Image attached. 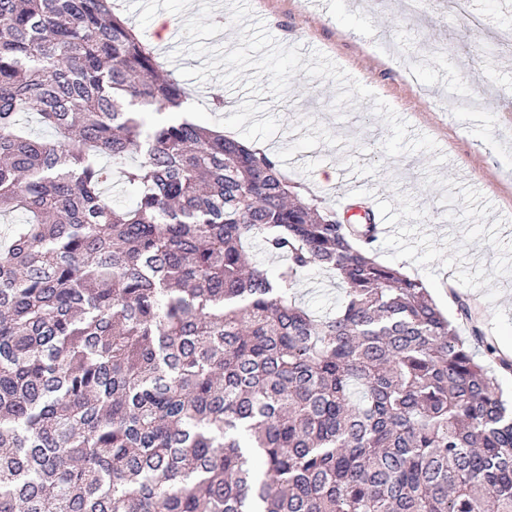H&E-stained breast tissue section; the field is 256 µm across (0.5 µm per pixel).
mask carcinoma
Segmentation results:
<instances>
[{"label":"carcinoma","mask_w":512,"mask_h":512,"mask_svg":"<svg viewBox=\"0 0 512 512\" xmlns=\"http://www.w3.org/2000/svg\"><path fill=\"white\" fill-rule=\"evenodd\" d=\"M188 96L112 0H0V512H512V360L276 157L146 121ZM294 292L296 302L317 316L336 312L343 297L336 276L317 267L304 274Z\"/></svg>","instance_id":"1"}]
</instances>
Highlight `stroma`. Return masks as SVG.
<instances>
[{"label": "stroma", "mask_w": 512, "mask_h": 512, "mask_svg": "<svg viewBox=\"0 0 512 512\" xmlns=\"http://www.w3.org/2000/svg\"><path fill=\"white\" fill-rule=\"evenodd\" d=\"M202 122L263 141L289 179L343 214L356 177L377 221L375 257L420 279L445 316L468 296L489 342L512 346V51L476 53L480 31L512 27V0H116ZM461 103L439 109L443 88ZM483 94L475 110L467 101ZM224 99L214 109V99ZM343 291L319 268L297 303L321 316Z\"/></svg>", "instance_id": "stroma-1"}]
</instances>
